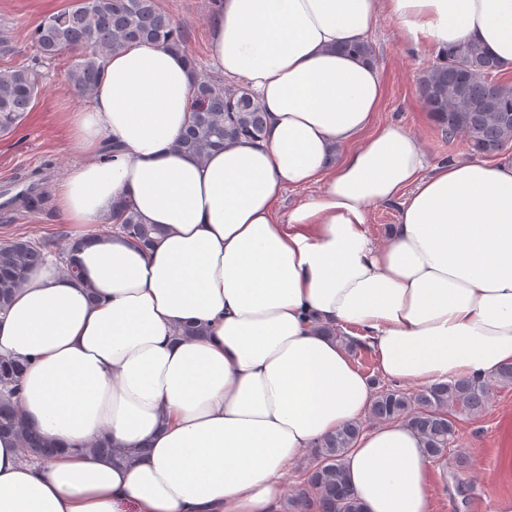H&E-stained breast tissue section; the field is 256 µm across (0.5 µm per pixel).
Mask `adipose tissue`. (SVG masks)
Segmentation results:
<instances>
[{
	"label": "adipose tissue",
	"mask_w": 512,
	"mask_h": 512,
	"mask_svg": "<svg viewBox=\"0 0 512 512\" xmlns=\"http://www.w3.org/2000/svg\"><path fill=\"white\" fill-rule=\"evenodd\" d=\"M384 14L409 43L475 40L512 72V0H223L214 65L254 92L266 134L200 158L176 147L183 57L133 43L106 59L68 115L82 160L59 211L102 224L127 200L165 232L146 251L95 236L72 251L80 278L46 261L0 313V357L26 364L15 398L59 449L28 460L0 435V512H279L288 467L373 399L330 327L391 382L512 364V165L431 166L410 131L377 125L381 73L346 48ZM385 203L398 220L379 245L365 224ZM103 439L145 453H87ZM344 467L363 512H435L406 422L365 427Z\"/></svg>",
	"instance_id": "obj_1"
}]
</instances>
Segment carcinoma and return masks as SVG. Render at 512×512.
<instances>
[{
    "label": "carcinoma",
    "instance_id": "cac0c4a2",
    "mask_svg": "<svg viewBox=\"0 0 512 512\" xmlns=\"http://www.w3.org/2000/svg\"><path fill=\"white\" fill-rule=\"evenodd\" d=\"M40 62H51L63 52L75 53L68 80L84 95L94 93L108 56L134 42L161 46L184 55L195 72L194 94L187 124L176 147L203 158L214 149L239 138L264 137L265 112L247 86H225L224 80L203 69L186 53L180 27L163 12L157 0H71L65 8L45 16L31 32ZM500 64L478 42H467L440 54L439 62L417 82V94L435 125L448 138L462 136L473 152L497 155L512 146V84L501 81ZM40 87L35 68L0 69V135L14 132L31 111ZM37 170L23 178L28 191L18 199L27 209H37L48 194ZM115 232L147 249L160 229L140 221L134 208L121 201L112 209ZM51 252L45 241L16 238L0 243V312L6 310L23 286L32 267ZM24 367L0 360V391L16 384ZM488 380L468 379L404 392L378 384L368 410L374 422L405 421L421 436L433 459L452 448L462 416H477L488 404ZM362 423L353 422L327 436L317 447L318 462L304 478L293 507L309 512H363L350 488L343 459L354 447ZM10 433L23 453L51 458L56 449L25 420L19 406L0 397V433ZM92 455L132 463L137 452L95 442Z\"/></svg>",
    "mask_w": 512,
    "mask_h": 512
}]
</instances>
